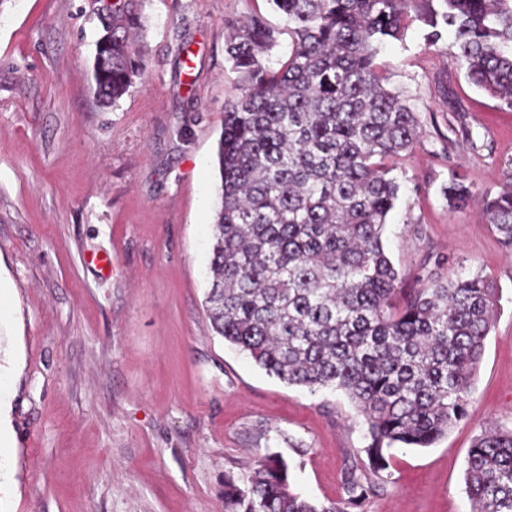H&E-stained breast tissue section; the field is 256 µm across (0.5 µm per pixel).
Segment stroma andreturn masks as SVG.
Here are the masks:
<instances>
[{"instance_id": "obj_1", "label": "stroma", "mask_w": 512, "mask_h": 512, "mask_svg": "<svg viewBox=\"0 0 512 512\" xmlns=\"http://www.w3.org/2000/svg\"><path fill=\"white\" fill-rule=\"evenodd\" d=\"M97 0H0V396L12 441L0 512H224V477L257 457L296 491L346 499L365 469L363 418L341 392L289 386L216 336L204 306L219 201L224 105L242 79L229 21L268 0H143L142 71L111 107L92 78ZM452 36L412 24L376 64L421 127L395 160L384 233L403 292L482 271L499 291L468 417L430 448H397L363 512H469L464 473L488 424L512 428V251L478 204L449 208L463 176L496 195L512 159V111L477 90ZM106 254L107 269L88 256ZM443 196L452 209H464L472 201L473 193L471 188L465 184L463 179L451 176L448 185L442 189Z\"/></svg>"}]
</instances>
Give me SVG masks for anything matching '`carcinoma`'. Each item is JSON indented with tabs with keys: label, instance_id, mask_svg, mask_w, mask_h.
Masks as SVG:
<instances>
[{
	"label": "carcinoma",
	"instance_id": "carcinoma-1",
	"mask_svg": "<svg viewBox=\"0 0 512 512\" xmlns=\"http://www.w3.org/2000/svg\"><path fill=\"white\" fill-rule=\"evenodd\" d=\"M439 6H434V2ZM139 0H120L95 78L113 106L140 70L131 48ZM288 21V55L270 64L279 32L257 15L228 25L225 52L241 74L224 107L217 158L221 205L205 306L213 332L267 374L348 396L366 424L376 474L394 448H429L467 416L499 293L481 272L431 282L395 302L399 273L383 233L400 184L387 162L420 141L416 112L376 65L416 21L427 46L453 34L466 79L512 111V0H269ZM452 209L472 201L451 177ZM486 223L512 250V160ZM471 512H512V428L475 436L465 468ZM376 485L350 471L341 504L297 492L288 464L265 455L246 482L224 477V512H351Z\"/></svg>",
	"mask_w": 512,
	"mask_h": 512
}]
</instances>
